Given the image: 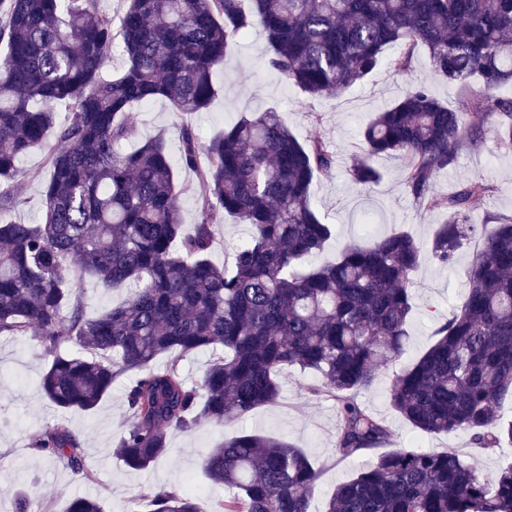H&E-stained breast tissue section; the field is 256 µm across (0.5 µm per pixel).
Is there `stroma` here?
<instances>
[{
    "label": "stroma",
    "instance_id": "obj_1",
    "mask_svg": "<svg viewBox=\"0 0 512 512\" xmlns=\"http://www.w3.org/2000/svg\"><path fill=\"white\" fill-rule=\"evenodd\" d=\"M267 49L265 35L258 27L236 39L223 67L215 72L221 92L209 111L183 118L163 99L138 108L132 114L135 143L160 135L174 156L179 149L182 122H192L206 136L242 114L276 111L300 141L321 136L330 141L336 153L335 166L311 187L320 216L334 227L333 237L314 256V263L334 259L347 243L400 230L409 232L421 245H429L445 214L439 209L419 211L402 183L401 157L376 158L381 178L369 186L354 184L348 170L362 148V127L375 112L399 98L410 83L429 82L435 96L451 108L460 104L458 85L432 78L421 57L408 73L398 74L384 65L340 95L309 99L267 67ZM18 169L26 193L17 215L25 220L39 218L44 210L41 184L48 173L44 154L34 152L23 157ZM475 177L485 179L490 190L471 204L472 223H484L490 215L511 219L512 152L498 149L493 139H483L463 151L454 167L439 174L436 190L445 194ZM213 223L211 259L220 266L230 265L236 248L250 238L251 229L220 213L214 215ZM473 251V245H466L449 270L430 256H422L414 274L415 312L408 325L405 351L399 360L378 371L373 386L360 400L386 419L392 430V447L452 448L491 475L512 463L511 444L490 452L478 448L464 430L436 435L419 433L389 403L392 380L433 344L436 328L461 305L465 272ZM47 364L38 337L0 335V512H15L16 492L20 489L33 490L43 512H65L70 498L77 495L100 497L106 512H134L141 494L162 487L194 494L201 512H211L215 502L224 498L225 490L202 478V457L220 440L244 430L286 438L306 452L319 471L311 512H323L336 486L350 479L365 462L361 456H337L338 415L334 403L312 396L306 389L307 377L293 370L284 377L281 395L274 404L226 420L221 426L205 424L190 433L169 430L166 456L147 470H130L113 453L129 423L124 398L125 388L134 378L129 372L114 382L111 394L93 412H74L67 417L68 429L85 452L90 475L84 478L62 464L48 462L32 447L45 427L58 419L38 388L39 376Z\"/></svg>",
    "mask_w": 512,
    "mask_h": 512
}]
</instances>
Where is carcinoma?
<instances>
[{
  "label": "carcinoma",
  "instance_id": "carcinoma-1",
  "mask_svg": "<svg viewBox=\"0 0 512 512\" xmlns=\"http://www.w3.org/2000/svg\"><path fill=\"white\" fill-rule=\"evenodd\" d=\"M119 19L95 0H0V335L32 331L50 357L40 379L59 411L91 412L127 371L131 421L114 453L144 470L167 453L171 429L221 425L273 404L280 377L311 373L316 396L336 404V453L353 458L390 442L384 419L363 406L376 370L401 356L414 312L413 273L421 245L392 233L346 246L312 265L333 227L311 199L331 170L330 142L303 143L278 113L244 115L210 139L185 122L178 164L195 172L181 184L164 138L131 153L130 112L155 98L180 115L204 112L218 95L216 69L230 43L255 26L267 65L309 98L340 94L382 63L411 71L427 52L437 78L460 87L451 109L417 82L364 127L354 182L371 185L372 160L400 155L403 184L419 209H442L431 258L455 265L475 237L461 306L435 330L429 349L396 375L390 404L425 434L465 430L478 447L512 442L501 415L512 397V219L470 223V204L488 193L479 179L434 191L459 151L492 135L512 151V0H125ZM123 69L106 78L116 38ZM398 53L387 57L389 48ZM67 110L64 121L55 109ZM44 153L45 215L14 217L24 202L18 162ZM194 199L188 231L182 198ZM251 227L231 269L210 258L214 213ZM128 290L118 305L87 312L77 278ZM73 343L85 350L64 351ZM222 347L194 381L180 361ZM168 354L164 365L155 360ZM48 461L88 474L84 450L60 419L33 443ZM209 480L228 490L213 512H311L318 471L284 438L242 432L202 458ZM144 512H198L174 488L140 496ZM16 512H39L17 494ZM67 512H105L75 496ZM324 512H512V464L488 476L452 449L396 448L372 457L339 485Z\"/></svg>",
  "mask_w": 512,
  "mask_h": 512
}]
</instances>
